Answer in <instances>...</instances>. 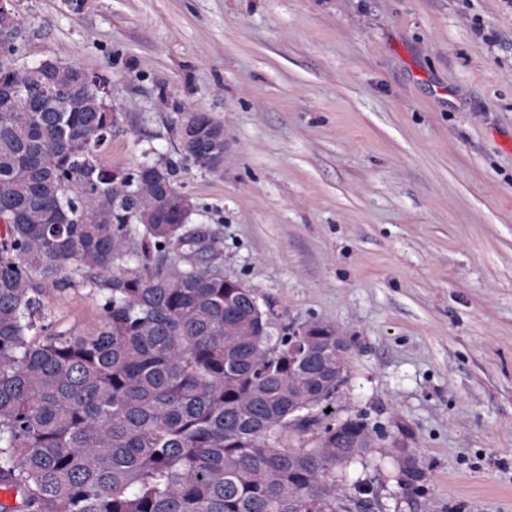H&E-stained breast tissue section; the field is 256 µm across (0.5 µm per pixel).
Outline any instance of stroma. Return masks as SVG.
<instances>
[{"instance_id":"obj_1","label":"stroma","mask_w":512,"mask_h":512,"mask_svg":"<svg viewBox=\"0 0 512 512\" xmlns=\"http://www.w3.org/2000/svg\"><path fill=\"white\" fill-rule=\"evenodd\" d=\"M16 63L95 72L125 172L174 156L180 113L224 125L186 165L189 222L280 323L351 344L336 416L379 432L337 470L378 512H512V0H13ZM83 334L88 287L48 292ZM424 491L406 498L395 447Z\"/></svg>"}]
</instances>
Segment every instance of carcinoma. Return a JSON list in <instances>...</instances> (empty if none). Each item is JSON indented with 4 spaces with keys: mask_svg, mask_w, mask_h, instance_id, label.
Here are the masks:
<instances>
[{
    "mask_svg": "<svg viewBox=\"0 0 512 512\" xmlns=\"http://www.w3.org/2000/svg\"><path fill=\"white\" fill-rule=\"evenodd\" d=\"M100 78L76 64L0 68V488L15 512H366L336 469L367 454L361 417L328 408L350 353L291 364L294 326L253 289L224 284L216 247L180 223L177 152L165 188L139 165L125 184L167 223H127L97 162L112 134ZM90 284L102 321L87 334L31 338L45 288ZM316 343L336 328L315 323ZM399 486L420 492L401 449Z\"/></svg>",
    "mask_w": 512,
    "mask_h": 512,
    "instance_id": "carcinoma-1",
    "label": "carcinoma"
}]
</instances>
